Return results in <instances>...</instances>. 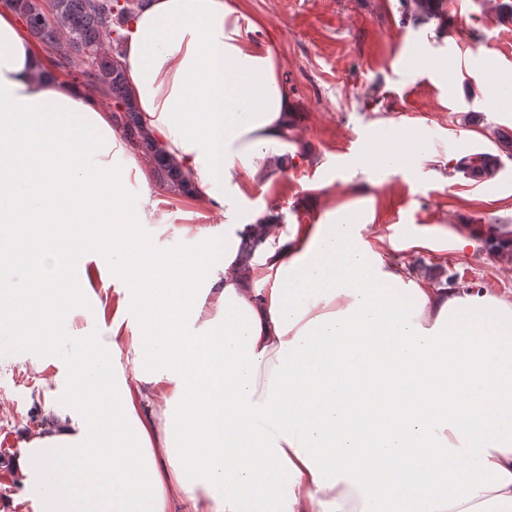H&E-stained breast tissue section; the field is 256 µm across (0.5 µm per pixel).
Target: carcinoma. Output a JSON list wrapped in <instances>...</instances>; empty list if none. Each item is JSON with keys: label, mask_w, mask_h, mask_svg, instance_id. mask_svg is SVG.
I'll return each mask as SVG.
<instances>
[{"label": "carcinoma", "mask_w": 512, "mask_h": 512, "mask_svg": "<svg viewBox=\"0 0 512 512\" xmlns=\"http://www.w3.org/2000/svg\"><path fill=\"white\" fill-rule=\"evenodd\" d=\"M25 24L44 49L56 50L54 69L72 75L112 106V122L125 141L152 162L155 183L171 192L184 185L179 166L163 156L140 126L132 96L123 77L119 57L122 29L147 0H127L113 9V0H54L55 22L41 19L42 0H0ZM498 158L487 153L461 157L455 169L474 178H491ZM486 244L494 254L512 255V234L491 235Z\"/></svg>", "instance_id": "1"}]
</instances>
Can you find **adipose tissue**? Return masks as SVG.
<instances>
[{"mask_svg":"<svg viewBox=\"0 0 512 512\" xmlns=\"http://www.w3.org/2000/svg\"><path fill=\"white\" fill-rule=\"evenodd\" d=\"M254 28L238 0H150L123 31L141 125L188 197L237 228L231 245L201 227L199 254L161 256L135 231L167 221L139 153L0 9V237L67 225L39 246L58 277L102 253L94 224L131 257L111 340L74 332L90 367L37 393L46 421L19 441L14 476L36 512H512L511 301L383 265L359 233L375 220L364 188L265 233L239 274L253 224L278 221L241 204L301 160ZM30 294L1 263L0 355L41 372L56 362L46 327L71 329L75 307L58 288ZM133 309L150 329L125 328Z\"/></svg>","mask_w":512,"mask_h":512,"instance_id":"adipose-tissue-1","label":"adipose tissue"}]
</instances>
